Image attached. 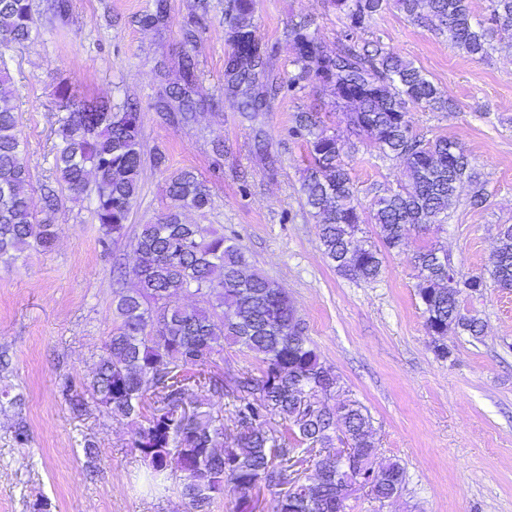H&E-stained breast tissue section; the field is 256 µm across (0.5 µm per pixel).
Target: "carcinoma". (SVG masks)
I'll use <instances>...</instances> for the list:
<instances>
[{"instance_id": "carcinoma-1", "label": "carcinoma", "mask_w": 512, "mask_h": 512, "mask_svg": "<svg viewBox=\"0 0 512 512\" xmlns=\"http://www.w3.org/2000/svg\"><path fill=\"white\" fill-rule=\"evenodd\" d=\"M346 19L349 33L336 50L298 23L290 32L299 78L315 84L347 113L352 133L404 163L411 181L399 191L377 198L370 219L381 246L355 244L365 223L356 188L345 168L351 143L319 128L311 112L297 116L293 135L305 140L309 166L303 183L305 205L317 219L323 254L336 271L353 280L374 281L383 252L399 248L411 227L438 226L454 206L458 187L472 186L469 204L486 202L484 185L468 156L445 137L423 140L410 132L408 106L450 109L436 85L380 41H359L372 17L395 5L411 22L435 19L448 43L474 60L488 57L492 42L512 38V0H488L485 14L475 15L470 0H330ZM255 0H232L224 58V88L235 89L237 111L252 118L267 108L275 85L268 78L269 58L260 68L244 63L255 49L250 17ZM167 0L141 15L144 29L167 17ZM38 34L31 0H0V258L15 260L28 251L46 252L57 237L53 214L59 193L94 195V213L103 250L128 236L133 204L143 168L141 118L137 106L112 105L108 99H77L60 83L54 96L66 112L57 129L55 184L41 186L42 214L32 208L31 173L21 137L20 108L9 68V51L32 43ZM197 64L183 55L179 76L160 98L157 110L178 123L196 111ZM169 212L153 224H140L131 239L137 263L115 275L112 299L115 326L99 356L91 381L79 391L69 378L60 391L72 411L88 402L114 418H145L132 447L157 480L173 467L183 474L181 497L189 512H210L215 500L230 492L237 512H253L255 490L275 488L273 512H347L348 488L373 470L385 497L405 481L396 460L377 462L372 417L356 401L330 407L328 395L339 388L336 374L321 361L288 293L273 280L247 272L241 247L199 224H187L181 211L211 205L209 189L190 171L172 174L166 186ZM417 295L435 352L448 357L441 338L448 331L477 340L483 325L463 312L456 284L486 290L481 276L455 279L451 265L426 246L414 257ZM135 286L127 287V278ZM496 286L512 288V226L500 237L491 258ZM193 291L202 305L186 308L177 301ZM255 354L261 376L249 372L224 378L205 368L224 342ZM229 399L235 434L224 441V419L202 408L197 391ZM156 404L149 417L143 409ZM273 416L285 421V433L269 428ZM350 449L346 466L336 457ZM86 477L94 479L97 447L85 442ZM315 467L316 479L302 467Z\"/></svg>"}]
</instances>
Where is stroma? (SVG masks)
<instances>
[{
    "label": "stroma",
    "instance_id": "stroma-1",
    "mask_svg": "<svg viewBox=\"0 0 512 512\" xmlns=\"http://www.w3.org/2000/svg\"><path fill=\"white\" fill-rule=\"evenodd\" d=\"M229 2L168 0V24L154 31L137 18L155 0H69L66 19L54 24L44 16L45 0H33L39 37L13 51L11 73L34 209L53 175L61 117L55 86L64 81L76 97L117 106L135 102L146 161L130 229L167 212L169 173L194 172L212 203L184 212L183 220L237 239L250 270L288 292L321 360L340 378L337 403L365 406L383 459L404 467L397 501L356 497L348 512H512V290L491 285L483 296L462 297L484 331L477 340L449 333L443 359L426 333L413 262L422 247L435 245L459 277L487 275L499 229L512 225V40L495 43L477 62L434 24L408 21L397 9L368 23L363 39H380L455 102L451 112L411 105L412 130L458 142L487 201L471 208V188L462 185L441 229L409 230L386 255L379 278L359 282L338 274L323 254L302 190L306 143L291 133L300 112L317 113L328 132L346 133L342 112L299 79L288 40L292 23L304 18L335 48L345 20L329 0H257L251 22L278 90L268 110L248 120L224 96ZM185 54L197 63L200 106L194 122L178 125L163 119L155 102ZM258 139L266 155L255 153ZM216 140L223 155L212 151ZM158 151L167 157L161 170L151 161ZM344 161L365 212L376 196L410 181L402 162L368 141ZM55 223L50 251L0 262V357L7 361L0 393L24 398L22 409L0 406V512H33L39 498L50 501L51 512H187L175 476L153 483L131 446L134 424L96 409L75 415L60 393L62 379L92 378L112 333V265L132 267L136 255L125 239L101 249L89 198L63 196ZM20 419L29 433L22 448L14 442ZM87 439L99 451L93 480L84 471Z\"/></svg>",
    "mask_w": 512,
    "mask_h": 512
}]
</instances>
